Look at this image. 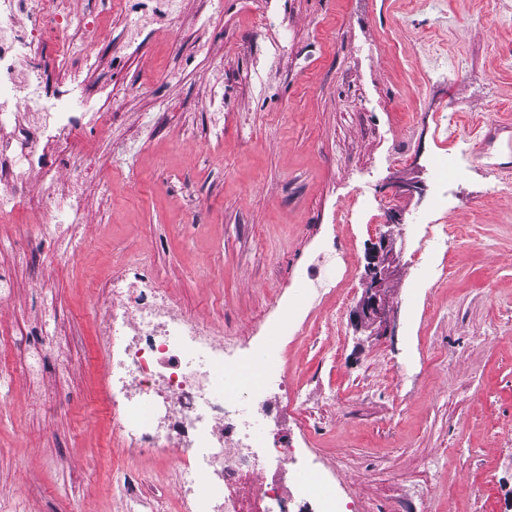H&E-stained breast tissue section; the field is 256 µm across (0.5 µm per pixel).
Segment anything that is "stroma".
<instances>
[{
  "mask_svg": "<svg viewBox=\"0 0 512 512\" xmlns=\"http://www.w3.org/2000/svg\"><path fill=\"white\" fill-rule=\"evenodd\" d=\"M70 2L97 24L86 51L112 122L52 160H84L56 192L79 187L86 223L49 228L34 206L0 220V512H180L175 463L112 432L100 286L129 263L242 357L277 351L306 401L277 433L355 512H512V8ZM461 143L439 187L431 164ZM361 198L384 215L344 223ZM438 218L472 228L444 277L415 256ZM384 233L397 259L376 336L351 312ZM332 245L351 258L345 305L305 309L311 257Z\"/></svg>",
  "mask_w": 512,
  "mask_h": 512,
  "instance_id": "obj_1",
  "label": "stroma"
}]
</instances>
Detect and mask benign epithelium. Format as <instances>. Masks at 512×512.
Masks as SVG:
<instances>
[{"instance_id":"7a95c632","label":"benign epithelium","mask_w":512,"mask_h":512,"mask_svg":"<svg viewBox=\"0 0 512 512\" xmlns=\"http://www.w3.org/2000/svg\"><path fill=\"white\" fill-rule=\"evenodd\" d=\"M367 260L368 274L362 297L353 310V319L357 326L378 333L386 315L383 288L396 261L394 242L384 235L380 236L369 251Z\"/></svg>"}]
</instances>
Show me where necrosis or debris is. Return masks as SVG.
Returning <instances> with one entry per match:
<instances>
[{
  "label": "necrosis or debris",
  "instance_id": "1",
  "mask_svg": "<svg viewBox=\"0 0 512 512\" xmlns=\"http://www.w3.org/2000/svg\"><path fill=\"white\" fill-rule=\"evenodd\" d=\"M88 23L62 0H0V212L34 204L46 224H80L84 201L56 198L61 177L46 145L68 142L87 117L106 122L108 95L92 88L77 65ZM67 74L51 96L40 93L42 71L22 58L48 35ZM42 180L26 191L29 173ZM345 252L327 250L315 263L304 302L318 306L336 295ZM112 302L102 334L109 340L112 431L130 448L172 456L181 512H354L334 491L321 490L313 465L294 449L272 442L282 403L304 407L282 375L236 381L240 357L195 318L178 312L169 289L145 267L123 268L105 282Z\"/></svg>",
  "mask_w": 512,
  "mask_h": 512
}]
</instances>
